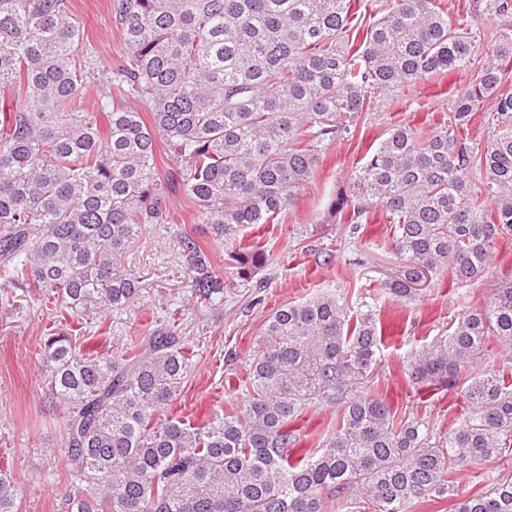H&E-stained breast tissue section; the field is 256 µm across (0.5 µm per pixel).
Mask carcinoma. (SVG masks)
Wrapping results in <instances>:
<instances>
[{"mask_svg": "<svg viewBox=\"0 0 512 512\" xmlns=\"http://www.w3.org/2000/svg\"><path fill=\"white\" fill-rule=\"evenodd\" d=\"M444 0H114L128 54L104 82L84 53L69 0H0V278L73 314L122 310L138 281L114 257L145 224H165L179 192L192 222L176 229L191 288L207 310L253 281L266 251L237 245L296 205L338 133L378 100L469 66L476 45ZM470 23L495 22L493 58L454 88L448 118L395 126L369 147L327 212L391 224L403 278L384 288L408 305L426 273L469 283L512 235V0H476ZM370 6L355 23L353 8ZM121 97L124 105L115 103ZM93 99L92 108L85 107ZM492 102V134L468 138ZM151 112L146 123L134 104ZM177 163L166 179L157 142ZM224 246L226 276L215 267ZM448 335L408 356L417 386L462 385L467 417L448 433L396 421L388 402L353 392L377 361L373 313L312 295L276 309L245 363L246 398L191 423L161 420L190 374L175 323L124 349L88 351L41 338L47 387L64 407L68 463L79 484L65 512H324L325 498L407 512L430 497L453 512H512V480L463 496L455 469L512 455V270ZM342 406L324 444L299 453L292 425L310 404ZM0 512H18L0 457ZM491 106L492 103L490 101L481 103L471 121V125L469 127V137L473 140L476 139L477 142H483L489 134L490 129L488 126L487 117L492 108Z\"/></svg>", "mask_w": 512, "mask_h": 512, "instance_id": "obj_1", "label": "carcinoma"}]
</instances>
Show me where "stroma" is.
Returning <instances> with one entry per match:
<instances>
[{
  "label": "stroma",
  "mask_w": 512,
  "mask_h": 512,
  "mask_svg": "<svg viewBox=\"0 0 512 512\" xmlns=\"http://www.w3.org/2000/svg\"><path fill=\"white\" fill-rule=\"evenodd\" d=\"M71 4L85 25V49L97 61L95 76L106 81L128 53L112 17V0ZM492 30V23L480 25L469 70L418 84L404 98L379 101L360 113L354 137L338 138L329 147L315 180L298 190L296 206L283 222L244 231L243 245L270 253L271 264L261 271L270 280L262 304H252V287L241 286L225 293L220 309L200 308L173 234L174 226L191 222L192 210L181 195L173 194L167 201L170 223L146 225L117 258L138 279V300L103 319L94 313L70 317V324L85 327L90 349L116 350L132 343L145 323L176 320L193 344L194 356L183 396L169 414L199 418L245 397L246 370L240 364L228 365L225 355H248L277 308L327 290L346 296L353 306L366 297L383 326L384 339L373 371L358 383V390L384 398L396 420L420 418L437 432L458 427L465 418L460 388L413 385L406 359L447 335L460 313L493 293L501 281L499 272L468 284L455 283L447 275L423 278L415 304L403 306L382 286L387 278L398 276L402 266L388 247L389 224L375 213L356 230L340 220L327 221L318 206L359 165L368 145L395 125L409 121L423 127L447 116L450 88L466 83L473 71L492 59ZM60 327L32 289L0 284V456L12 462L19 512H63V496L77 483L62 439L63 410L48 392L37 355L40 337ZM341 414L337 406L306 408L296 422L299 448L320 447L335 431ZM506 476L512 477V456L471 463L455 474L466 495Z\"/></svg>",
  "instance_id": "stroma-1"
}]
</instances>
